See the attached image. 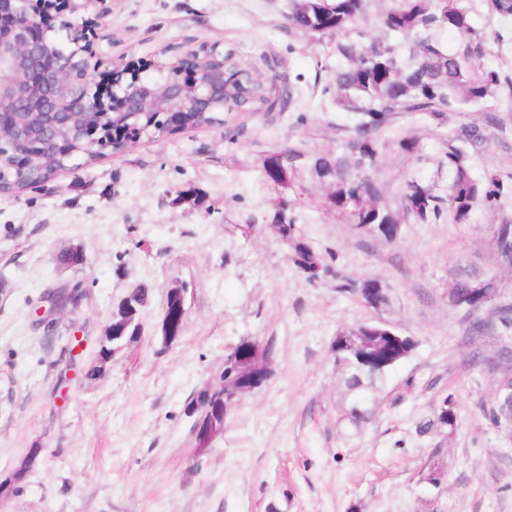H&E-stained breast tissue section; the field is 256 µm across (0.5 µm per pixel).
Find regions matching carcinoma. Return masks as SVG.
I'll use <instances>...</instances> for the list:
<instances>
[{"mask_svg": "<svg viewBox=\"0 0 512 512\" xmlns=\"http://www.w3.org/2000/svg\"><path fill=\"white\" fill-rule=\"evenodd\" d=\"M364 0H295L292 14L298 20L296 30L309 39L343 33L355 26L363 12ZM383 36L368 40L336 43V55L346 65L336 71L333 89L336 102L348 111L359 112L363 119L356 128L355 137L346 144V154L336 159L325 155H307L288 148L286 172L275 180L293 182L302 171L329 182L330 202L338 209L347 210L355 224H390L399 230V219L379 203V190L369 176L379 159V133L387 122L388 113L397 107L410 112H427L440 116L456 110L461 104L480 102L492 89L501 85L512 92V80L501 78L493 70L478 71L473 61L485 54L482 37L471 23L469 14L457 6V0H393L381 16ZM437 30H448L465 40L463 51L450 53L434 37ZM402 36L411 39L409 56L399 61L397 46L389 38ZM253 99L272 110L285 108L288 96L274 97L260 94L261 84L252 83ZM448 166L454 171L452 191L444 199L412 181L407 185L405 200L415 219L427 222L443 216L457 224L467 221L474 206H496L503 196V184L494 175L475 179L469 173L464 156L458 151L448 153ZM61 166L52 148H44L30 178L46 180L55 177ZM271 223L281 226V239L289 247V260L308 279H315L311 271L320 268V274L333 275L332 265L313 250L307 239L289 215L288 202L277 203ZM475 285L467 280L453 282L450 289L455 303L467 305ZM130 304L112 313V321L101 336V351L115 350L126 344L127 337L139 335L138 321L141 308L147 301L144 288H134L128 294ZM365 336L376 346L378 363L374 364L358 349L337 338L332 351L339 356L342 374L351 395L346 419L354 427L365 422L374 401L373 394L383 382L389 369L406 358L414 342L401 345L393 342L387 333L376 330L377 324L366 323ZM241 346L228 351L224 359V374L220 380L233 379L243 370L240 362Z\"/></svg>", "mask_w": 512, "mask_h": 512, "instance_id": "carcinoma-1", "label": "carcinoma"}]
</instances>
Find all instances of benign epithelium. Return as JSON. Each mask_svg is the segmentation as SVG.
Returning a JSON list of instances; mask_svg holds the SVG:
<instances>
[{
  "label": "benign epithelium",
  "instance_id": "benign-epithelium-1",
  "mask_svg": "<svg viewBox=\"0 0 512 512\" xmlns=\"http://www.w3.org/2000/svg\"><path fill=\"white\" fill-rule=\"evenodd\" d=\"M110 0H0V194L27 182V172L46 143L63 161V169L80 167L71 145L84 142L103 151L123 150L158 130L171 134L196 126L188 113L224 111V100L235 96L224 73L210 71L197 50L160 64L102 68L93 50L95 21L108 14ZM82 16L84 27L61 16ZM159 72L156 81L144 76ZM83 294L76 288H57L48 295L49 307L39 310L40 321L76 307ZM243 361L253 367L230 387L207 384L220 392L221 404H197L196 447L203 451L222 429L206 414H228L253 392V362L258 344Z\"/></svg>",
  "mask_w": 512,
  "mask_h": 512
}]
</instances>
